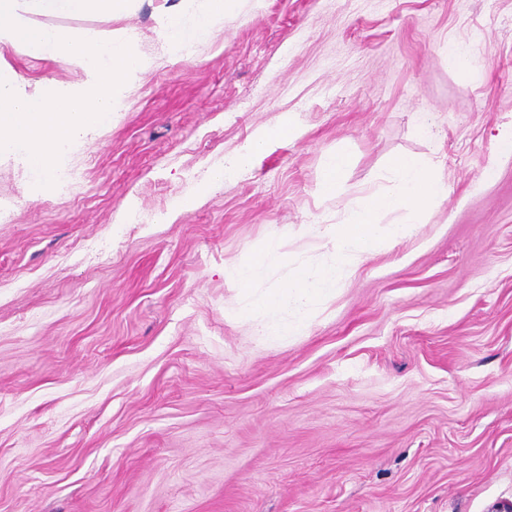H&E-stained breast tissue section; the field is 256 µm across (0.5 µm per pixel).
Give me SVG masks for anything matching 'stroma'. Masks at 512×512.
<instances>
[{"label": "stroma", "mask_w": 512, "mask_h": 512, "mask_svg": "<svg viewBox=\"0 0 512 512\" xmlns=\"http://www.w3.org/2000/svg\"><path fill=\"white\" fill-rule=\"evenodd\" d=\"M162 4L35 18L132 32L154 65L72 143L68 186L0 159V512H512V0H230L187 58ZM0 61L81 77L18 45ZM401 155L445 198L302 332L260 336L225 264L274 242L266 292L330 262L307 225ZM289 132H292V130L288 126V122H285L280 123L277 127L271 129L269 132L261 134L253 141L243 146L224 167V171L218 172V174L214 176V179L223 180L224 176H230L236 171L250 166L256 155L266 147L270 138L285 137ZM348 164L349 158L345 154L337 153L328 157L318 186L321 195L327 197L338 195L340 189L338 175Z\"/></svg>", "instance_id": "35a3bbf8"}]
</instances>
